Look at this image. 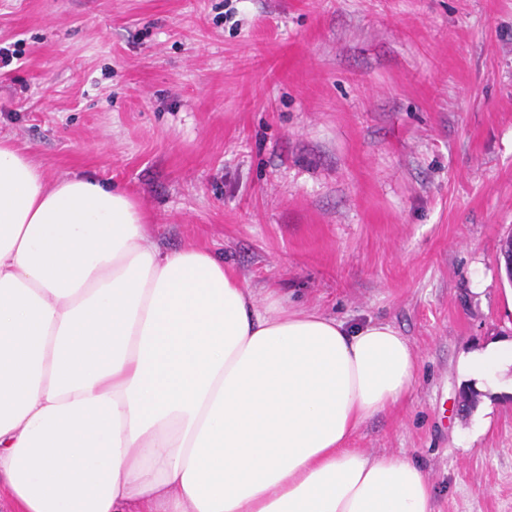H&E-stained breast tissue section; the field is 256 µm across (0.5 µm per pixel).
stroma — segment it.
Here are the masks:
<instances>
[{
	"label": "stroma",
	"mask_w": 512,
	"mask_h": 512,
	"mask_svg": "<svg viewBox=\"0 0 512 512\" xmlns=\"http://www.w3.org/2000/svg\"><path fill=\"white\" fill-rule=\"evenodd\" d=\"M0 138L47 185H116L157 246L256 296L394 324L416 383L352 445L420 463L438 512H512V0H0ZM461 368L468 382L480 391L497 394L510 388L512 393V339L498 338L469 352Z\"/></svg>",
	"instance_id": "obj_1"
}]
</instances>
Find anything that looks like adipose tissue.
I'll return each instance as SVG.
<instances>
[{"label":"adipose tissue","instance_id":"1","mask_svg":"<svg viewBox=\"0 0 512 512\" xmlns=\"http://www.w3.org/2000/svg\"><path fill=\"white\" fill-rule=\"evenodd\" d=\"M391 323L350 328L163 254L125 192L47 186L0 140V495L18 512H436L423 467L350 447L413 388ZM512 389V339L469 352Z\"/></svg>","mask_w":512,"mask_h":512}]
</instances>
